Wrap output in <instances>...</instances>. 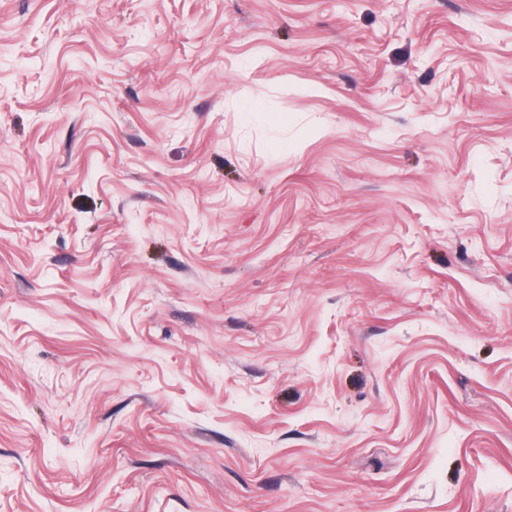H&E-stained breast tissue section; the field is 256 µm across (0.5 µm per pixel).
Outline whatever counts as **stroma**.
Listing matches in <instances>:
<instances>
[{
    "label": "stroma",
    "instance_id": "stroma-1",
    "mask_svg": "<svg viewBox=\"0 0 512 512\" xmlns=\"http://www.w3.org/2000/svg\"><path fill=\"white\" fill-rule=\"evenodd\" d=\"M0 512H512V0H0Z\"/></svg>",
    "mask_w": 512,
    "mask_h": 512
}]
</instances>
